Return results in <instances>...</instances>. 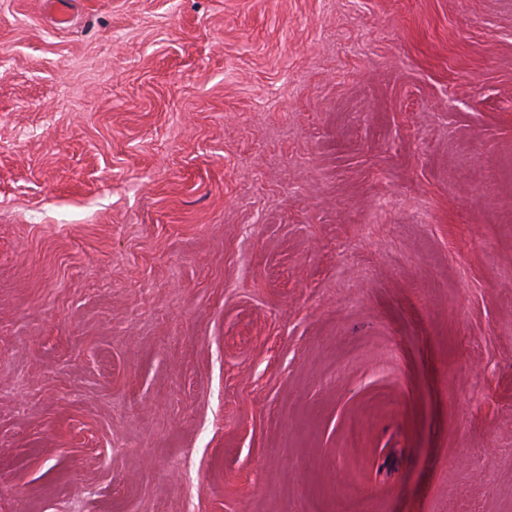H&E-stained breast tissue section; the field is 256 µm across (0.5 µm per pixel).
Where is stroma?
<instances>
[{
	"instance_id": "1",
	"label": "stroma",
	"mask_w": 512,
	"mask_h": 512,
	"mask_svg": "<svg viewBox=\"0 0 512 512\" xmlns=\"http://www.w3.org/2000/svg\"><path fill=\"white\" fill-rule=\"evenodd\" d=\"M63 10L0 0V512H512V0Z\"/></svg>"
}]
</instances>
